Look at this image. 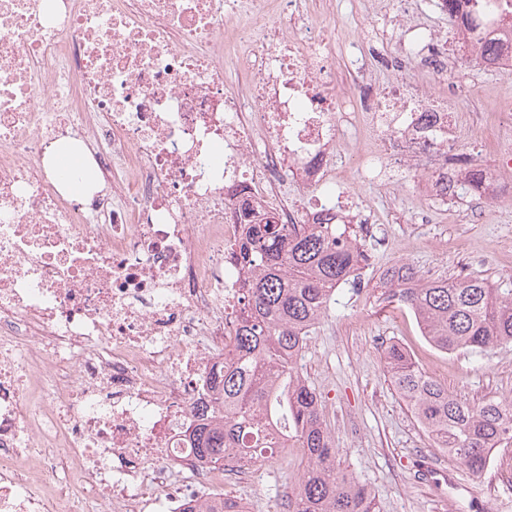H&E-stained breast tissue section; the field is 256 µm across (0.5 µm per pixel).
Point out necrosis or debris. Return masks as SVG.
<instances>
[{"label":"necrosis or debris","instance_id":"1","mask_svg":"<svg viewBox=\"0 0 512 512\" xmlns=\"http://www.w3.org/2000/svg\"><path fill=\"white\" fill-rule=\"evenodd\" d=\"M448 16L413 23L397 0L393 78L353 41L340 89L304 0H0V512H183L246 473L189 447L243 302L241 203L373 224L343 181L349 142L360 179L424 185L417 223L461 186L475 222L512 199V103L484 117L460 78L512 71V0ZM465 121L487 130L479 154ZM61 142L81 194L48 161Z\"/></svg>","mask_w":512,"mask_h":512}]
</instances>
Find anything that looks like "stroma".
<instances>
[{"instance_id":"obj_1","label":"stroma","mask_w":512,"mask_h":512,"mask_svg":"<svg viewBox=\"0 0 512 512\" xmlns=\"http://www.w3.org/2000/svg\"><path fill=\"white\" fill-rule=\"evenodd\" d=\"M393 3L338 0L339 43L364 36L379 50H393L394 40L376 27ZM465 79L478 89L475 105L481 110L512 101V74L475 70ZM349 189L377 214V232L365 241L371 262L361 271L362 288L337 290L298 361L300 373L321 395L342 469L372 490L383 512H512V446L497 450L482 474L472 475L433 448L381 359L385 346L399 345L450 392L478 402L512 397V344L482 358L439 352L407 308L373 287L381 271L404 263L427 280L466 275L512 291V202L490 206L483 221L473 223L467 204L456 200L434 210L429 223L418 224L414 216L423 199L413 182L392 187L354 179ZM430 464L437 472L428 477L424 470ZM301 470L299 449H290L245 479L225 484L224 497L238 512H285V495Z\"/></svg>"}]
</instances>
